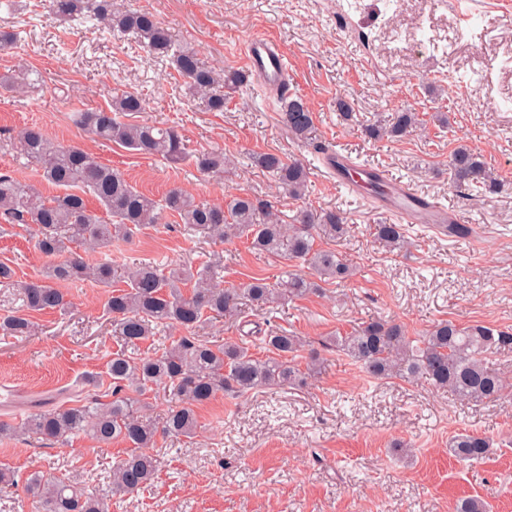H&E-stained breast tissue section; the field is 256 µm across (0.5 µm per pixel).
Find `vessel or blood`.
<instances>
[{
    "instance_id": "obj_1",
    "label": "vessel or blood",
    "mask_w": 512,
    "mask_h": 512,
    "mask_svg": "<svg viewBox=\"0 0 512 512\" xmlns=\"http://www.w3.org/2000/svg\"><path fill=\"white\" fill-rule=\"evenodd\" d=\"M241 52L245 67L267 92L288 94V58L275 38L263 31L252 33L243 41ZM322 154L337 183L355 193H363L365 183L371 179L384 184L387 192L376 198L375 204L392 212L400 222L426 224L444 233L449 225L460 221L458 214L435 200L416 194L408 184L390 178L383 169L358 165L350 155L337 151L330 144L324 147Z\"/></svg>"
}]
</instances>
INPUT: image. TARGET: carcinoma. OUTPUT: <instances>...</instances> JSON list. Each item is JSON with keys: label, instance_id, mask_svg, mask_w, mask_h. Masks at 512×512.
I'll return each mask as SVG.
<instances>
[{"label": "carcinoma", "instance_id": "cac0c4a2", "mask_svg": "<svg viewBox=\"0 0 512 512\" xmlns=\"http://www.w3.org/2000/svg\"><path fill=\"white\" fill-rule=\"evenodd\" d=\"M50 7L63 20H76L103 37L117 34L133 39L149 52L168 58L189 95L209 112L224 111V90L234 92L248 81L245 70L233 67L216 76L194 48L175 41L150 11H115L112 0H50ZM28 75L27 71L3 75L0 86L23 91L35 84ZM144 109L141 96L125 91L105 108L74 113L72 122L91 136L144 158L161 157L172 164L185 161L186 145L176 129L124 121L128 114ZM279 112L293 135H310L314 116L302 98L281 101ZM418 123V114L405 109L385 124L366 126L365 135L374 141L399 140ZM0 150L15 152L18 166L37 168L44 181L59 189L46 197L12 172H0V223L34 229L39 251L57 259L34 281L16 280L12 266L0 261V285L16 287L22 301V313L1 318L0 330L9 336H28L35 327L32 314L64 310L67 302L55 287L58 282L91 281L111 289L107 311L121 342L107 363L112 402L76 399L31 415L26 429L59 444L80 435L99 444L114 440L129 444L125 456L112 468V493L129 494L149 484L157 467L146 449L161 435H193L195 408L210 401L217 391L243 395L263 385L303 384L306 376L317 371L314 354L306 370L296 363L303 339L277 328L262 336L261 356L244 340L220 344L187 336L169 344L160 342L149 356L134 357L132 351L172 329L191 332L210 318L237 317L245 302L264 309L320 292L318 281L322 279L346 281L351 276L346 260L336 251L315 248V234L320 231L336 240L346 236L345 216L334 210L301 209L285 224L272 205L247 194L229 197L222 207L198 201L179 188L157 199L137 190L121 171L86 150L49 139L37 125L0 139ZM254 162L289 196L298 198L304 193L308 172L301 162L272 152L256 155ZM194 163L200 172L212 176L223 173L226 165L224 153L218 151L201 152ZM448 170L455 188L465 197L477 186H496L481 156L466 146L452 152ZM89 196L105 215L88 207ZM167 213L178 217L187 235L202 232L216 241L244 237L255 252L303 261L311 274L289 269L273 284L254 277L240 286L226 287L220 264L171 268L135 260L117 270L109 262H90L73 250L86 243L106 249L114 242H130L142 230L161 223ZM374 235L394 249L405 242L401 224H377ZM324 347L350 356L374 379L422 377L436 390L463 400L494 401L512 388L491 359L512 349V332L483 324L462 326L442 320L423 335L412 337L403 325L380 318L332 337ZM154 386L175 397V405L157 420L145 418L121 396L129 389L142 393ZM449 451L460 461H480L490 454L491 442L478 433H460L450 440ZM28 490L43 499L44 512H108L109 508L107 496L88 493L61 479L46 481L35 474L28 480Z\"/></svg>", "mask_w": 512, "mask_h": 512}]
</instances>
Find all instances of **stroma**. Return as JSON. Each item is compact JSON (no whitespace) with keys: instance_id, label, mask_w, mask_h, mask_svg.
I'll return each instance as SVG.
<instances>
[{"instance_id":"35a3bbf8","label":"stroma","mask_w":512,"mask_h":512,"mask_svg":"<svg viewBox=\"0 0 512 512\" xmlns=\"http://www.w3.org/2000/svg\"><path fill=\"white\" fill-rule=\"evenodd\" d=\"M19 2L15 13L0 10V30L20 35L17 46L0 50V74L33 69L41 84L27 96L0 87V138L36 124L157 198L173 187L213 204L245 193L271 202L285 218L302 208L335 209L350 226L343 241L316 239L317 247L352 264L349 280L324 284L322 293L285 302L276 313L210 320L197 331L206 341L236 339L257 327L296 333L306 351L319 355L316 377L244 396L217 393L197 408L193 437L158 440L154 481L111 500L109 512H455L469 496L489 512H512V396L462 401L423 379L375 381L345 354L322 346L379 316L412 336L441 320L512 331V0H114L123 9L153 12L219 74L240 67L237 48L250 32L272 35L288 57L295 96L314 115L307 139L288 130L273 96L256 82L233 93L223 111H204L168 60L136 41L105 39L60 20L49 0ZM340 17L347 27H337ZM365 33L375 38L372 48L361 40ZM122 91L146 104L131 121L176 127L190 160L174 165L135 156L73 124V112L106 106ZM340 98L352 104L356 121L340 119ZM406 108L424 120L416 131L398 141L365 137L362 122ZM325 143L455 211L469 236L458 242L414 224L406 248L389 252L373 235L388 216L329 174L318 151ZM461 144L483 156L497 190L460 197L448 156ZM214 149L231 160L220 178L202 175L192 161ZM264 152L304 164V197H289L253 164V155ZM129 257L175 266L218 258L228 286L254 277L276 281L287 266L284 258L250 251L242 238L220 243L184 235L172 217L130 244L89 255L118 268ZM5 258L23 281L38 278L49 263L34 238L6 224L0 225ZM60 288L67 309L36 315V335H0V420L12 425L60 407L59 391L85 376H105L118 348L108 289L89 282ZM464 430L487 436L492 455L476 464L450 456L449 439ZM125 448L86 436L64 445L32 434L0 437V468L17 480L0 491V512H42L26 490L36 471L81 488L105 485Z\"/></svg>"}]
</instances>
